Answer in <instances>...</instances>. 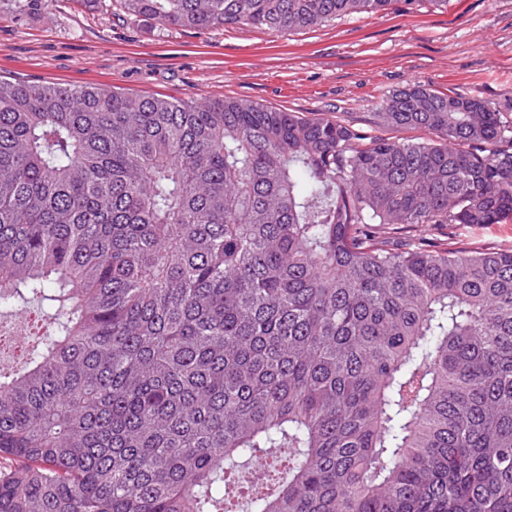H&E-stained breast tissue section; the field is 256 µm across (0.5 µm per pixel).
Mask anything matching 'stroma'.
I'll list each match as a JSON object with an SVG mask.
<instances>
[{"label":"stroma","mask_w":512,"mask_h":512,"mask_svg":"<svg viewBox=\"0 0 512 512\" xmlns=\"http://www.w3.org/2000/svg\"><path fill=\"white\" fill-rule=\"evenodd\" d=\"M0 76L337 118L369 134L386 98L421 83L512 117V0H396L384 13L273 31L172 28L112 0H0ZM453 248L512 250V220L427 228Z\"/></svg>","instance_id":"stroma-1"}]
</instances>
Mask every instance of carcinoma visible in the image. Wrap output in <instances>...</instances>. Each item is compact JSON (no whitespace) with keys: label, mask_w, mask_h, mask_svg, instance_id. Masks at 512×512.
Segmentation results:
<instances>
[{"label":"carcinoma","mask_w":512,"mask_h":512,"mask_svg":"<svg viewBox=\"0 0 512 512\" xmlns=\"http://www.w3.org/2000/svg\"><path fill=\"white\" fill-rule=\"evenodd\" d=\"M393 0H115L276 31ZM368 136L228 97L0 76V512H512V119L413 84ZM424 234L435 242H448L451 248H479L492 252L512 250V220L501 224L432 226Z\"/></svg>","instance_id":"carcinoma-1"}]
</instances>
